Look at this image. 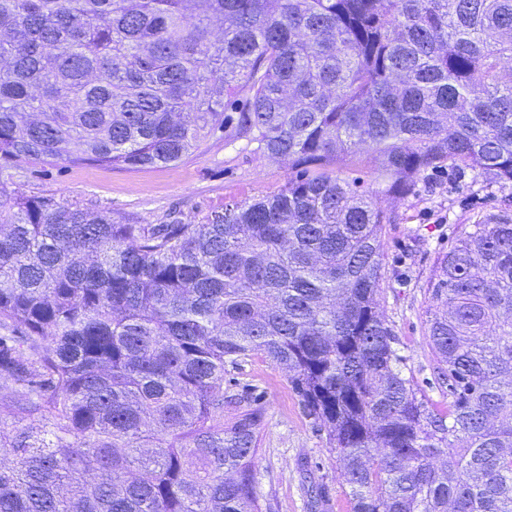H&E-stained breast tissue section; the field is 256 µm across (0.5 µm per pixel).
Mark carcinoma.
<instances>
[{
  "instance_id": "carcinoma-1",
  "label": "carcinoma",
  "mask_w": 512,
  "mask_h": 512,
  "mask_svg": "<svg viewBox=\"0 0 512 512\" xmlns=\"http://www.w3.org/2000/svg\"><path fill=\"white\" fill-rule=\"evenodd\" d=\"M505 58L512 0H0L4 164L168 166L221 133L317 169L198 224L0 181V512H262L260 396L224 386L252 355L328 427L353 512H512V216L438 258L440 410L378 307L374 201L447 166L512 183ZM355 151L378 189L327 170Z\"/></svg>"
}]
</instances>
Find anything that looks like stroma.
Returning a JSON list of instances; mask_svg holds the SVG:
<instances>
[{
    "label": "stroma",
    "mask_w": 512,
    "mask_h": 512,
    "mask_svg": "<svg viewBox=\"0 0 512 512\" xmlns=\"http://www.w3.org/2000/svg\"><path fill=\"white\" fill-rule=\"evenodd\" d=\"M296 175L288 162L218 137L169 166L126 169L60 161L0 169V180L24 195L77 202L143 224H165L174 218L194 224L224 205L276 193ZM378 204L394 218L382 237L378 301L406 358L405 375L441 407L447 390L434 378L436 360L426 325L428 284L438 255L455 243L466 225L512 212V183H497L469 169L429 172L409 194L383 195ZM233 376L264 394L257 469L259 493L269 500L271 512H308L305 488L312 481L329 489L325 512H352L345 471L327 430L304 412L287 372L255 356Z\"/></svg>",
    "instance_id": "35a3bbf8"
}]
</instances>
